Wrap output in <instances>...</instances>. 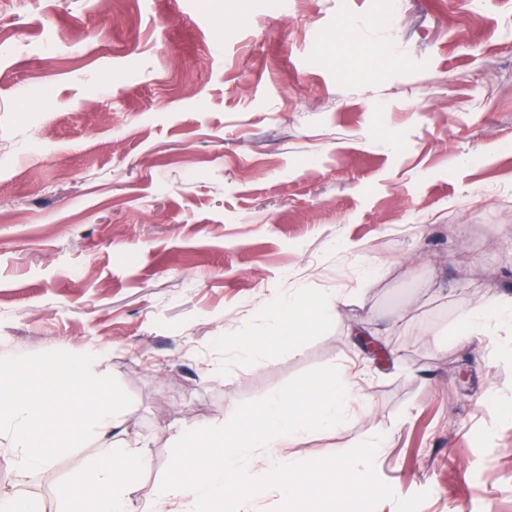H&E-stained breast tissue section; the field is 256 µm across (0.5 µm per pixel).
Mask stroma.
<instances>
[{"instance_id": "stroma-1", "label": "stroma", "mask_w": 512, "mask_h": 512, "mask_svg": "<svg viewBox=\"0 0 512 512\" xmlns=\"http://www.w3.org/2000/svg\"><path fill=\"white\" fill-rule=\"evenodd\" d=\"M345 26L356 48L327 50ZM289 293L337 314L241 358ZM501 298L512 0H0V357L97 350L132 398L48 467L0 446V495L58 512L116 438L150 455L141 512L177 430L353 362L370 413L289 455L380 434L376 472L419 512H512V330L455 339Z\"/></svg>"}]
</instances>
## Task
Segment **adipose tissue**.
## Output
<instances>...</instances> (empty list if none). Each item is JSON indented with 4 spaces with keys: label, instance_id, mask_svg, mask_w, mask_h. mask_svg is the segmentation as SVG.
<instances>
[{
    "label": "adipose tissue",
    "instance_id": "1",
    "mask_svg": "<svg viewBox=\"0 0 512 512\" xmlns=\"http://www.w3.org/2000/svg\"><path fill=\"white\" fill-rule=\"evenodd\" d=\"M332 314V307L319 300L289 296L274 309L277 333L254 336L248 327H241L236 338L238 351L254 363H264L272 351L296 346L309 329ZM501 325L512 327V305L491 308L482 304L463 315L458 339L464 343L480 341L491 337ZM148 465L149 458L142 450L125 442L113 446L86 476L70 483L63 512H127V475Z\"/></svg>",
    "mask_w": 512,
    "mask_h": 512
}]
</instances>
